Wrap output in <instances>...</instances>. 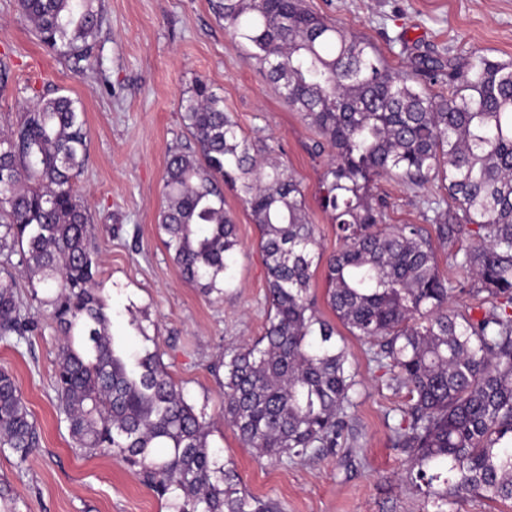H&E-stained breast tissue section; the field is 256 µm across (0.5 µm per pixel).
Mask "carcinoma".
I'll return each mask as SVG.
<instances>
[{"label": "carcinoma", "mask_w": 512, "mask_h": 512, "mask_svg": "<svg viewBox=\"0 0 512 512\" xmlns=\"http://www.w3.org/2000/svg\"><path fill=\"white\" fill-rule=\"evenodd\" d=\"M16 5L57 57L87 59L101 3ZM212 7L247 60L329 144L319 202L342 242L323 257L302 187L275 146L239 133L224 99L196 81L184 121L198 152L169 156L159 229L183 278L223 294L239 245L224 210L227 185L259 230L267 271L264 335L218 363L224 421L260 457L293 461L336 447L359 381L336 326L309 295L312 266L323 260L327 304L370 344L388 388L407 392L393 442L434 512L464 494L512 502V63L422 59L409 74L305 0ZM427 83L448 93H430ZM87 160L84 113L66 96L33 99L0 135V340H29L38 329L31 309L48 312L60 335L57 408L75 447L120 459L171 512H280L240 488L160 353L116 344L95 288L96 224L75 190ZM382 177L446 191L452 206L432 218L438 238L453 245L476 236L453 254L463 279L440 273L422 227L384 225V204L371 192ZM465 293L489 301L481 317L451 308ZM39 443L14 376L0 368V447L22 465Z\"/></svg>", "instance_id": "obj_1"}]
</instances>
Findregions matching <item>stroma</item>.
I'll list each match as a JSON object with an SVG mask.
<instances>
[{"label": "stroma", "mask_w": 512, "mask_h": 512, "mask_svg": "<svg viewBox=\"0 0 512 512\" xmlns=\"http://www.w3.org/2000/svg\"><path fill=\"white\" fill-rule=\"evenodd\" d=\"M307 6L368 40L403 71L423 56L460 64L475 54L512 61V0H307ZM102 8L91 57L77 70L39 42L15 0H0V64L9 69L0 131L37 95H64L83 110L89 161L76 189L97 226V292L116 313L114 335L126 334L129 320L141 323L145 333L131 344L161 353L189 402L210 421L211 445L234 462L247 493L279 503L282 512H423L422 498L405 479L406 455L393 446L405 395L387 387L367 344L350 333L342 338L361 379L358 405L324 456L261 458L225 423L212 367L225 351L263 335L266 268L257 226L229 189L224 208L237 226L239 247L223 294L187 284L166 248L158 227L166 162L171 152L196 149L182 101L203 80L223 97L243 135L276 145L329 254L341 243L319 204L326 161L316 148L321 137L247 62L210 0H102ZM372 192L385 200L389 224H424L434 202H449L443 189L411 188L393 178L378 179ZM38 320L41 330L30 341L0 342V368L15 376L41 430L40 446L26 463L0 448V482L12 489L0 512H169L167 501L124 463L75 448L51 386L59 336L46 312Z\"/></svg>", "instance_id": "35a3bbf8"}]
</instances>
